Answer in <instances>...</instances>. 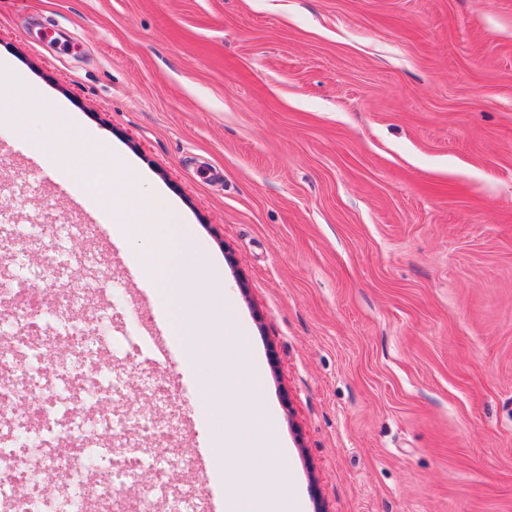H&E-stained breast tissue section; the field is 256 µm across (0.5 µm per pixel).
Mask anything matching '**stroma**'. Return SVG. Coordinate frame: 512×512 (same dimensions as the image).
Segmentation results:
<instances>
[{
    "label": "stroma",
    "instance_id": "35a3bbf8",
    "mask_svg": "<svg viewBox=\"0 0 512 512\" xmlns=\"http://www.w3.org/2000/svg\"><path fill=\"white\" fill-rule=\"evenodd\" d=\"M0 112H65L187 225L233 298L300 512H512V0H0ZM39 129L0 123V265L89 291L112 405L153 392L122 318L112 192L58 193ZM69 232L79 251L59 242ZM184 470L198 378L169 363Z\"/></svg>",
    "mask_w": 512,
    "mask_h": 512
}]
</instances>
